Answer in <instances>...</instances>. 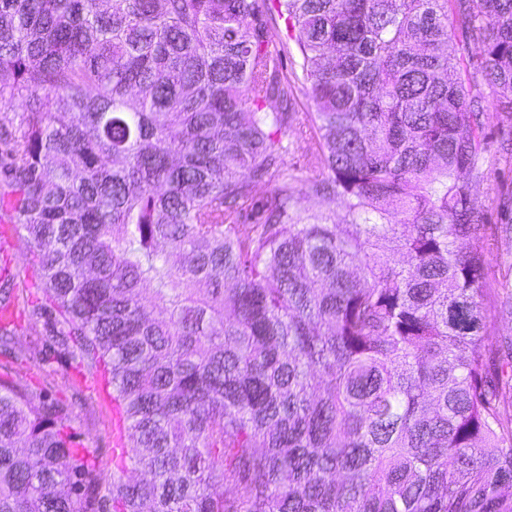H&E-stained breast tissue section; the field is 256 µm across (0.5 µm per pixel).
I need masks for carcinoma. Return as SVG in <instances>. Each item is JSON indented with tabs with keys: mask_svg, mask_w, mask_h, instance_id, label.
Returning a JSON list of instances; mask_svg holds the SVG:
<instances>
[{
	"mask_svg": "<svg viewBox=\"0 0 512 512\" xmlns=\"http://www.w3.org/2000/svg\"><path fill=\"white\" fill-rule=\"evenodd\" d=\"M267 2L0 0V207L129 440L109 498L68 407L0 376V512H512L468 192L482 86L512 114V0H274L275 49ZM0 312L10 353L5 267ZM299 127L297 125L296 130L289 132L290 148L285 156V164L290 172L299 179L305 180L318 176L320 171L317 167L308 164V143L305 135L300 134Z\"/></svg>",
	"mask_w": 512,
	"mask_h": 512,
	"instance_id": "obj_1",
	"label": "carcinoma"
}]
</instances>
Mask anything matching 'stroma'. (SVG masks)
<instances>
[{"mask_svg":"<svg viewBox=\"0 0 512 512\" xmlns=\"http://www.w3.org/2000/svg\"><path fill=\"white\" fill-rule=\"evenodd\" d=\"M482 120L489 147L475 179L477 197L485 207L487 259L490 283L499 301L488 306V327L493 340L512 337V313L500 304L512 295V214L502 211L500 200L512 199V118L494 110L486 100ZM7 259L15 277L18 303L23 309L15 339L20 357L0 354V376L33 394H50L69 407L71 432L81 446L93 449L102 489L112 487V406L98 397L95 375L76 366L67 355L51 354L42 339L43 321L33 316L42 294L37 288L36 266L26 241L16 233L7 211L0 209V259Z\"/></svg>","mask_w":512,"mask_h":512,"instance_id":"1","label":"stroma"}]
</instances>
